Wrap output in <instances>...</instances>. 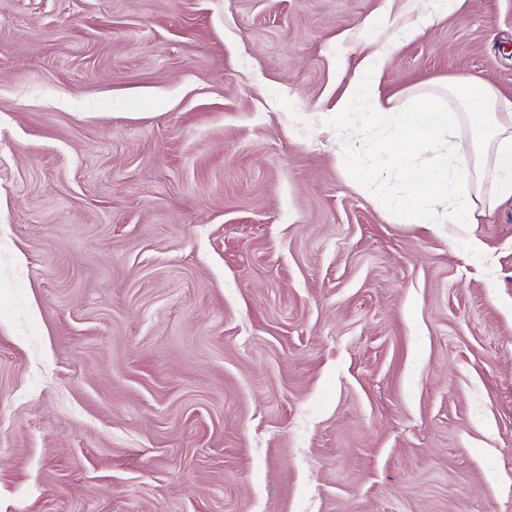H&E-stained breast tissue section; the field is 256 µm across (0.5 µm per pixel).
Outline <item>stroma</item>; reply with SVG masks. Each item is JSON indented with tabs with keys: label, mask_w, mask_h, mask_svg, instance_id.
<instances>
[{
	"label": "stroma",
	"mask_w": 512,
	"mask_h": 512,
	"mask_svg": "<svg viewBox=\"0 0 512 512\" xmlns=\"http://www.w3.org/2000/svg\"><path fill=\"white\" fill-rule=\"evenodd\" d=\"M0 0V512H512V201L404 224L336 112L512 99V0Z\"/></svg>",
	"instance_id": "obj_1"
}]
</instances>
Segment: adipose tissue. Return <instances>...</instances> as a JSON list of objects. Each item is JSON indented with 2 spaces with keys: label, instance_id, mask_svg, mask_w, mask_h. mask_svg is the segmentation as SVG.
Here are the masks:
<instances>
[{
  "label": "adipose tissue",
  "instance_id": "1",
  "mask_svg": "<svg viewBox=\"0 0 512 512\" xmlns=\"http://www.w3.org/2000/svg\"><path fill=\"white\" fill-rule=\"evenodd\" d=\"M389 60V52L370 53L349 83L347 98L369 101L363 118L336 115L349 143L339 162L350 177L360 184L401 182L405 193L392 207L406 224H476L512 200V100L489 83L452 77L445 90L413 91L400 108L377 91ZM368 124L391 130L376 147L392 159L386 171L360 157L357 144Z\"/></svg>",
  "mask_w": 512,
  "mask_h": 512
}]
</instances>
